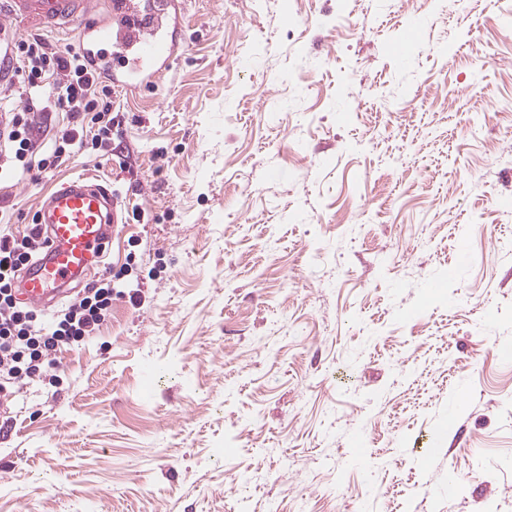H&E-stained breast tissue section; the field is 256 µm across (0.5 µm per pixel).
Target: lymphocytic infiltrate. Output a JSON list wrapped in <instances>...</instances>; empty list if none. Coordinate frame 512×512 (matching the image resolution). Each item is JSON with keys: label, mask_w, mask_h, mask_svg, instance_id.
<instances>
[{"label": "lymphocytic infiltrate", "mask_w": 512, "mask_h": 512, "mask_svg": "<svg viewBox=\"0 0 512 512\" xmlns=\"http://www.w3.org/2000/svg\"><path fill=\"white\" fill-rule=\"evenodd\" d=\"M0 63L10 72L23 99L0 96V175L44 172L75 153H112V87L76 44L58 46L41 36L0 40ZM67 113L49 145L38 142V118ZM37 225L14 233L0 225V396L9 387L34 379L45 361L61 349L81 346L105 322L112 309V286L84 288L79 300L47 316L16 297L20 272L43 248Z\"/></svg>", "instance_id": "lymphocytic-infiltrate-1"}]
</instances>
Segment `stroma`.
Wrapping results in <instances>:
<instances>
[{
	"label": "stroma",
	"instance_id": "1",
	"mask_svg": "<svg viewBox=\"0 0 512 512\" xmlns=\"http://www.w3.org/2000/svg\"><path fill=\"white\" fill-rule=\"evenodd\" d=\"M179 11L115 155L8 189L18 231L80 174L144 218L0 415V512H512V0Z\"/></svg>",
	"mask_w": 512,
	"mask_h": 512
}]
</instances>
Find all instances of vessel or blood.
Instances as JSON below:
<instances>
[{
	"instance_id": "b4317fda",
	"label": "vessel or blood",
	"mask_w": 512,
	"mask_h": 512,
	"mask_svg": "<svg viewBox=\"0 0 512 512\" xmlns=\"http://www.w3.org/2000/svg\"><path fill=\"white\" fill-rule=\"evenodd\" d=\"M7 21L26 29L32 26L77 27L80 45L93 64L113 41L112 19L93 18L97 0H10ZM135 46L129 66L110 69L113 83L129 88L153 84L159 70L169 67L178 49L173 31L153 24L142 34H131ZM121 221L118 201L111 190L94 178L81 176L59 186L38 212L46 245L23 271L22 299L48 308L65 288L80 281L112 244V233Z\"/></svg>"
}]
</instances>
